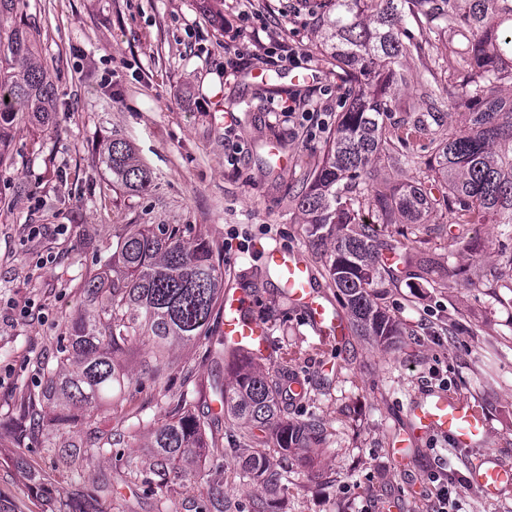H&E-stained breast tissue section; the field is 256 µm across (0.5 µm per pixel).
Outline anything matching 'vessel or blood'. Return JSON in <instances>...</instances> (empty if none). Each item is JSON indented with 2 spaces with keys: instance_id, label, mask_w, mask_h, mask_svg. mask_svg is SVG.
I'll return each instance as SVG.
<instances>
[{
  "instance_id": "1",
  "label": "vessel or blood",
  "mask_w": 512,
  "mask_h": 512,
  "mask_svg": "<svg viewBox=\"0 0 512 512\" xmlns=\"http://www.w3.org/2000/svg\"><path fill=\"white\" fill-rule=\"evenodd\" d=\"M265 259L278 270L283 290L303 307L314 328L324 334H344L345 321L322 301L316 271L299 251L274 247L266 251ZM223 306L225 347H241L253 357H266L271 348L270 330L247 312L242 295L225 291ZM409 413L419 430L446 434L461 448L481 443L487 430V420L479 409L446 392L425 395L410 405ZM469 480L486 497L494 498L512 488V467L487 453L473 462Z\"/></svg>"
}]
</instances>
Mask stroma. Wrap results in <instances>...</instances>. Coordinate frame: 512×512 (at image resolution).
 <instances>
[{
    "instance_id": "stroma-1",
    "label": "stroma",
    "mask_w": 512,
    "mask_h": 512,
    "mask_svg": "<svg viewBox=\"0 0 512 512\" xmlns=\"http://www.w3.org/2000/svg\"><path fill=\"white\" fill-rule=\"evenodd\" d=\"M215 24L207 0H20L13 15L37 37L40 60L57 91L58 123H19L11 161L0 171V512H64L76 493L97 512H199L209 488L224 486V512H251L262 492L239 480L232 456L210 454L186 479L142 474L126 462L146 458L154 426L173 416L181 392L203 417L223 415L213 393L227 381L220 346L223 309L205 336L171 351L157 374L145 373L148 346L130 344L121 359L131 378L126 399L100 406V431H131L123 459L93 462L46 452V444L89 445L79 423L54 422L18 437L21 402L39 381L36 361L53 357L56 338L84 309L80 286L112 255L131 224L179 226L186 241L213 245L222 284L242 289L251 314L269 325L273 349L313 387L294 418L321 422L327 441L293 460L275 512H433L434 474H448L460 512H512V491L487 500L468 480V464L489 451L512 464V238L480 224L477 248L449 255L454 214L423 224H373L382 256L395 267L384 303L404 334L377 349L357 336L345 345L316 333L267 272L262 251H300L315 268L326 301L341 300L308 237L299 202L348 86L316 46L322 0H223ZM282 43L309 61L268 64ZM292 113L279 112L280 104ZM120 138L154 176L135 194L114 187L101 148ZM245 240L241 252L225 238ZM454 263L456 277L440 271ZM276 358L262 361L274 372ZM445 390L482 404L489 426L479 448L443 435L414 442L407 469L391 450L409 404ZM39 482H31V475Z\"/></svg>"
}]
</instances>
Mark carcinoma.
Segmentation results:
<instances>
[{
	"instance_id": "carcinoma-1",
	"label": "carcinoma",
	"mask_w": 512,
	"mask_h": 512,
	"mask_svg": "<svg viewBox=\"0 0 512 512\" xmlns=\"http://www.w3.org/2000/svg\"><path fill=\"white\" fill-rule=\"evenodd\" d=\"M15 2L0 0V49L7 62L0 66V168L8 164L16 122L46 125L57 112L53 80L37 58L33 35L20 25H4ZM328 2L319 48L336 62L351 91L301 210L310 237L325 246V270L344 301L352 332L387 349L402 335L381 302L380 287L390 271L382 265L380 245L357 222V207L368 205L383 224H422L432 211L445 208L461 224L512 225V0ZM443 32L448 42L432 43L431 36ZM459 35L467 40L462 49L451 46ZM416 60L423 68L417 79L422 107L398 98L404 71ZM441 93L448 94L463 126L446 137L438 134L435 101ZM392 112L417 113L395 142L385 135ZM421 132L432 134L434 148L424 164L443 195L437 198L410 182L371 189L367 175L380 158L397 168L418 163L410 139ZM103 163L112 182L130 192L143 193L152 185V172L125 141L105 145ZM221 291L206 238L188 243L177 227L128 225L111 261L85 278L83 296L91 311L58 337L56 365L40 366L39 391L28 396L26 418L48 405L68 422L76 419L70 413L76 408L95 434L96 453H112L125 435L97 434L94 412L130 383L117 357L132 342L146 343L152 355L145 369L163 364L169 349L204 335ZM228 367V384L214 388L229 427L240 430L228 437L227 452L236 456L240 478L265 493L253 512H273L271 496L289 481L288 470L260 446L270 444L286 458L324 445L326 432L315 419L291 417L309 388L292 394L288 383L297 376L287 366L270 375L238 353ZM216 447L185 395L175 417L150 432L147 445L161 474L184 477Z\"/></svg>"
}]
</instances>
